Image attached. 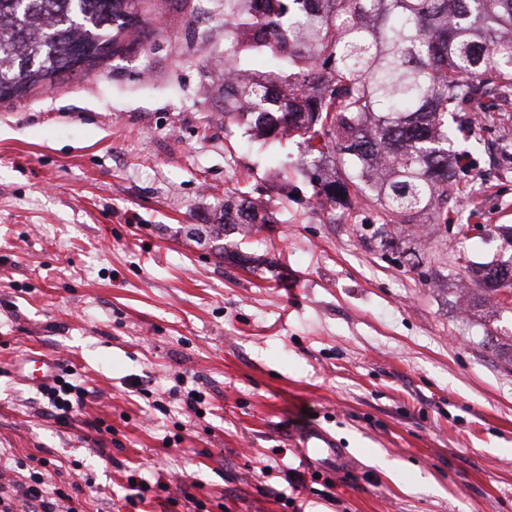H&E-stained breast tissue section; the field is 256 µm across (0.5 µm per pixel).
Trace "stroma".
Instances as JSON below:
<instances>
[{
    "mask_svg": "<svg viewBox=\"0 0 512 512\" xmlns=\"http://www.w3.org/2000/svg\"><path fill=\"white\" fill-rule=\"evenodd\" d=\"M154 22L0 103V482L38 457L79 512H512V314L492 293L455 303L467 264L512 260V101L482 98L495 123L458 131L470 193L449 225H396L412 269L373 238L375 211L319 207L295 144L221 116L224 0ZM228 195L266 201L268 223L186 237ZM442 250L462 264L432 263ZM32 350L89 391L68 423L19 377ZM311 426L341 473L295 448ZM132 476L150 486L137 508Z\"/></svg>",
    "mask_w": 512,
    "mask_h": 512,
    "instance_id": "stroma-1",
    "label": "stroma"
}]
</instances>
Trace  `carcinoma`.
Listing matches in <instances>:
<instances>
[{"mask_svg": "<svg viewBox=\"0 0 512 512\" xmlns=\"http://www.w3.org/2000/svg\"><path fill=\"white\" fill-rule=\"evenodd\" d=\"M141 0H0V101L53 85L81 62L122 55L154 30ZM512 0H224V117L266 142L293 138L304 164L338 160L316 202L378 213L373 236L425 215L448 223L457 112L512 95ZM254 55L274 69L249 68ZM192 227L219 241L233 223ZM476 290L512 288V267L470 265Z\"/></svg>", "mask_w": 512, "mask_h": 512, "instance_id": "cac0c4a2", "label": "carcinoma"}]
</instances>
